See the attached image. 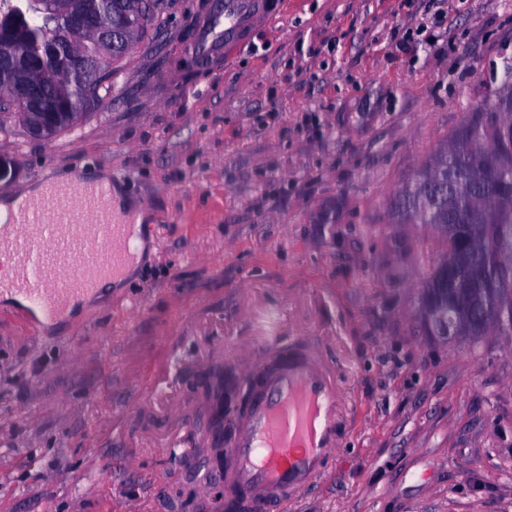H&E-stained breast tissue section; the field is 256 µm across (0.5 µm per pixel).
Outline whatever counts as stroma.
Listing matches in <instances>:
<instances>
[{
	"label": "stroma",
	"instance_id": "obj_1",
	"mask_svg": "<svg viewBox=\"0 0 512 512\" xmlns=\"http://www.w3.org/2000/svg\"><path fill=\"white\" fill-rule=\"evenodd\" d=\"M207 2L162 0L77 126L37 138L0 112V195L105 172L152 214L103 299L38 327L0 305V512L223 502L211 366L240 378L239 348L259 364L275 344L341 395L330 468L288 512H512V336L429 335L442 251L392 216L468 115L512 95V0H284L233 59L189 69Z\"/></svg>",
	"mask_w": 512,
	"mask_h": 512
}]
</instances>
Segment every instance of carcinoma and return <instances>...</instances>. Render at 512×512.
Wrapping results in <instances>:
<instances>
[{"instance_id": "1", "label": "carcinoma", "mask_w": 512, "mask_h": 512, "mask_svg": "<svg viewBox=\"0 0 512 512\" xmlns=\"http://www.w3.org/2000/svg\"><path fill=\"white\" fill-rule=\"evenodd\" d=\"M129 0H0V28L11 31L27 53L41 60L40 80L67 109L89 110L88 66L101 56L98 33L76 36L72 15L102 27L127 10ZM159 0H136L144 33L158 18ZM512 114L473 112L447 144L424 164L410 189L394 195L396 223L431 228L445 251L439 264L448 275L430 273L419 300L437 291L448 300L443 317L457 322L475 300L497 307L503 321L494 330L512 335Z\"/></svg>"}]
</instances>
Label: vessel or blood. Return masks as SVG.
I'll use <instances>...</instances> for the list:
<instances>
[{
    "label": "vessel or blood",
    "instance_id": "obj_1",
    "mask_svg": "<svg viewBox=\"0 0 512 512\" xmlns=\"http://www.w3.org/2000/svg\"><path fill=\"white\" fill-rule=\"evenodd\" d=\"M280 7V0H210L194 21L196 38L186 50L203 60L219 52L232 58L251 31L278 17ZM108 196L106 185L75 182L52 187L37 203L22 202L0 217L14 231L13 237H0V251L14 259V273L0 280V291L24 294L45 318L54 319L71 299L120 274L135 251L133 220L109 211ZM74 200L81 211L71 208ZM76 255L81 265L75 272ZM338 405L336 384L325 367L309 356L279 352L227 455L232 490L254 507L272 500L286 512L336 451Z\"/></svg>",
    "mask_w": 512,
    "mask_h": 512
}]
</instances>
